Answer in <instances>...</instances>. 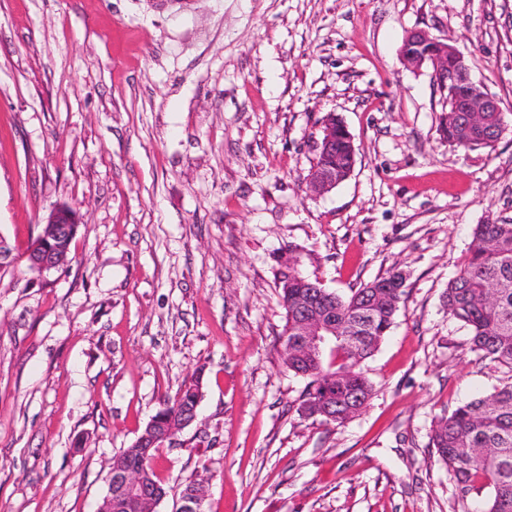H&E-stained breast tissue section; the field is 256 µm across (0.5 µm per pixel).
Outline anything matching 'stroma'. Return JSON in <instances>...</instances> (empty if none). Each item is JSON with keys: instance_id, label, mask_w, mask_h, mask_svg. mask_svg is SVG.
I'll use <instances>...</instances> for the list:
<instances>
[{"instance_id": "35a3bbf8", "label": "stroma", "mask_w": 512, "mask_h": 512, "mask_svg": "<svg viewBox=\"0 0 512 512\" xmlns=\"http://www.w3.org/2000/svg\"><path fill=\"white\" fill-rule=\"evenodd\" d=\"M448 40L498 99L487 148L440 134L408 31ZM351 175L312 195L324 121ZM69 262L23 254L55 207ZM512 222V0H0V512H98L112 458L202 375L197 420L155 472L174 512H461L435 419L512 377L444 302L475 225ZM349 292L390 269L408 300L365 363L367 407L299 416L273 254ZM207 492L208 485L205 480L190 488L184 493V498L178 502L175 512H203Z\"/></svg>"}]
</instances>
